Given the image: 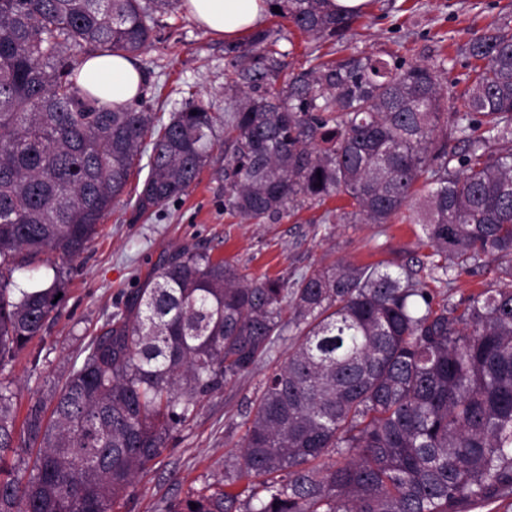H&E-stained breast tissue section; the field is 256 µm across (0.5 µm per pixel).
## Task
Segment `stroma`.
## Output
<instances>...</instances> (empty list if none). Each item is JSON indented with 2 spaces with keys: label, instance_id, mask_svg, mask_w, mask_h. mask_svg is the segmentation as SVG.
Wrapping results in <instances>:
<instances>
[{
  "label": "stroma",
  "instance_id": "1",
  "mask_svg": "<svg viewBox=\"0 0 512 512\" xmlns=\"http://www.w3.org/2000/svg\"><path fill=\"white\" fill-rule=\"evenodd\" d=\"M264 29L277 40L289 70L308 69L314 59L353 52L409 63L444 64L448 90L463 92L477 65L466 47L474 36L512 29V0H370L339 41L313 39L281 17L266 15ZM224 40L206 34L185 8L161 16L151 47L136 57L146 76L139 109L169 119L189 94L209 102L216 115L229 105L232 69ZM224 152L216 150L198 180L181 198L147 214L126 190L99 226L89 247L67 263L66 300L39 336L8 366L22 401L38 396L66 376L92 336L102 333L130 292L142 286L160 256L185 246L207 251L237 266L250 280L284 285L310 267L346 260L410 270L427 280L417 224H340L336 199L303 206L261 224L229 214L224 197ZM496 263L462 274L453 288L433 283L438 298L456 303L495 284ZM288 341L250 373L205 398L190 425L174 432L150 473L141 478L124 512H166L168 502L186 498L224 478V462L242 444L251 407L268 372L285 360Z\"/></svg>",
  "mask_w": 512,
  "mask_h": 512
}]
</instances>
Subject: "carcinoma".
Returning a JSON list of instances; mask_svg holds the SVG:
<instances>
[{
  "mask_svg": "<svg viewBox=\"0 0 512 512\" xmlns=\"http://www.w3.org/2000/svg\"><path fill=\"white\" fill-rule=\"evenodd\" d=\"M269 2L314 38L341 36L355 18L327 0ZM178 5L0 0V512H118L204 398L284 338L288 357L266 378L224 487L167 512H512L505 30L469 42L483 65L455 96L439 66L351 54L293 74L267 31L226 47L239 77L224 112L231 212L260 224L341 196L342 224L422 225L432 280L494 261L493 287L450 304L407 273L332 262L287 288L185 247L19 417L4 372L66 288L57 267L30 288L15 272L45 252L76 258L133 177L141 213L180 197L218 148L217 116L200 98L165 122L102 105L73 79L74 53L136 55ZM242 480L248 494L230 490Z\"/></svg>",
  "mask_w": 512,
  "mask_h": 512,
  "instance_id": "obj_1",
  "label": "carcinoma"
}]
</instances>
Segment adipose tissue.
Masks as SVG:
<instances>
[{
    "mask_svg": "<svg viewBox=\"0 0 512 512\" xmlns=\"http://www.w3.org/2000/svg\"><path fill=\"white\" fill-rule=\"evenodd\" d=\"M184 6L202 30L229 43L258 28L269 10L267 0H185ZM76 82L102 104L126 106L138 99L144 76L124 55L99 54L81 61Z\"/></svg>",
    "mask_w": 512,
    "mask_h": 512,
    "instance_id": "ef3b65f1",
    "label": "adipose tissue"
}]
</instances>
